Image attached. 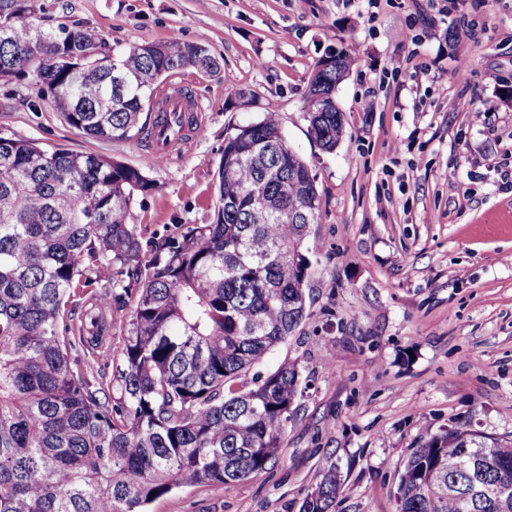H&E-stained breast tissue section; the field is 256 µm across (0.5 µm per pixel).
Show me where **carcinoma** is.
Masks as SVG:
<instances>
[{
    "instance_id": "obj_1",
    "label": "carcinoma",
    "mask_w": 512,
    "mask_h": 512,
    "mask_svg": "<svg viewBox=\"0 0 512 512\" xmlns=\"http://www.w3.org/2000/svg\"><path fill=\"white\" fill-rule=\"evenodd\" d=\"M171 40L130 47L112 71L82 76L49 63L59 51L110 48L78 24L42 28L24 0H0V68L33 77L38 97L92 138L150 131L140 115L176 71L215 76L220 59ZM354 57L311 71L309 133L332 152L345 134L336 88ZM144 170L92 153L0 135V512H143L175 489L244 482L274 464L302 396L284 361L240 377L308 317L306 224L321 218L309 166L271 114L224 140L218 215L147 255L128 223ZM112 282L65 316L71 289ZM132 306H127V301ZM128 325L101 400L79 369L112 357V323ZM512 487V441L487 443L455 422L409 453L397 512H512L492 490ZM333 468L299 512H332Z\"/></svg>"
}]
</instances>
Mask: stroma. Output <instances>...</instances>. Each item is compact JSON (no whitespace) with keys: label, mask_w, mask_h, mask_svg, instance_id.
Segmentation results:
<instances>
[{"label":"stroma","mask_w":512,"mask_h":512,"mask_svg":"<svg viewBox=\"0 0 512 512\" xmlns=\"http://www.w3.org/2000/svg\"><path fill=\"white\" fill-rule=\"evenodd\" d=\"M44 26L80 22L114 50L200 41L221 61L179 73L201 132L145 174L129 221L148 249L217 217L224 140L276 110L312 168L320 223L304 245L309 318L263 368L297 361L303 393L278 461L252 479L184 487L149 512H298L325 467L336 512H397L411 450L462 420L512 440V0H29ZM469 43L468 61L456 48ZM351 50L335 151L308 132L315 62ZM470 108H463V101ZM481 111L473 122L472 111ZM0 134L143 166L150 144L86 136L31 81H0Z\"/></svg>","instance_id":"stroma-1"}]
</instances>
